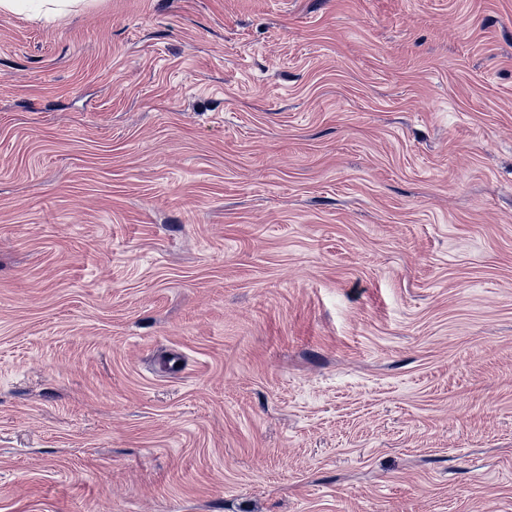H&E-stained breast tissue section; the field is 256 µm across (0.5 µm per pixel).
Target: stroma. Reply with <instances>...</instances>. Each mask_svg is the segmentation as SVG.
Segmentation results:
<instances>
[{
    "instance_id": "1",
    "label": "stroma",
    "mask_w": 512,
    "mask_h": 512,
    "mask_svg": "<svg viewBox=\"0 0 512 512\" xmlns=\"http://www.w3.org/2000/svg\"><path fill=\"white\" fill-rule=\"evenodd\" d=\"M0 512H512V0L0 15Z\"/></svg>"
}]
</instances>
